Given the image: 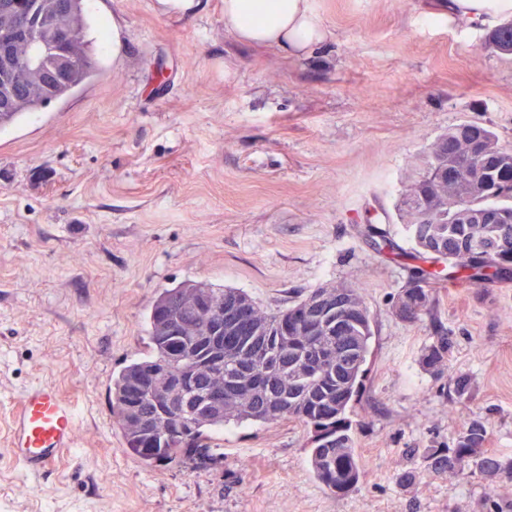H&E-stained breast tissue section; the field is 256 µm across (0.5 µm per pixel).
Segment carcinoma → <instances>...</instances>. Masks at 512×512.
<instances>
[{
	"mask_svg": "<svg viewBox=\"0 0 512 512\" xmlns=\"http://www.w3.org/2000/svg\"><path fill=\"white\" fill-rule=\"evenodd\" d=\"M68 8L66 52L68 65L43 88L31 89L26 65L31 46L40 43V61L47 70L56 68L59 55L39 34L53 22L54 5ZM85 0H0V44L11 48L14 65L0 68V96L9 105L0 108V132L26 115L81 89L100 71L93 53ZM488 43L512 48V20L496 26ZM482 129L494 148L493 165L512 171V148L498 144L496 134L477 123L448 128L438 140L448 141V153L432 144L422 160V173L403 190L398 210L405 229L418 228L411 258L427 263L448 261L466 273L472 283L512 276L483 262H474L475 247L483 244L498 225L478 224L484 210L501 207L512 215V186L499 198L477 194L470 171L456 170L455 187L448 176H439L469 157L474 131ZM441 272L416 267L400 291L395 309L404 321L415 322L432 312L434 297L417 283ZM315 291L285 310L268 313L246 293L235 288H216L207 282H183L163 289L154 300L147 321V354L135 358L112 375L111 411L124 438L125 450L148 462H172L201 448H210L224 425L233 421L297 422L308 434L311 470L316 481L333 495L354 490L363 475L348 413L362 395L368 373L372 320L364 300L349 310L350 333L304 317ZM251 308L250 336L238 342L227 335L224 322L211 316L235 303ZM206 310L194 313V304ZM220 336L216 342L212 337ZM446 336H436L422 354L421 364L435 379L447 380L459 400L471 393L470 378L449 371ZM341 366L338 380L332 371ZM487 428L479 420L467 423L452 448H427L425 468H409L397 480L409 487L424 473H446L465 478L472 473L494 485L512 481V458L488 452Z\"/></svg>",
	"mask_w": 512,
	"mask_h": 512,
	"instance_id": "1",
	"label": "carcinoma"
}]
</instances>
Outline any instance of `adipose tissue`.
Wrapping results in <instances>:
<instances>
[{"mask_svg":"<svg viewBox=\"0 0 512 512\" xmlns=\"http://www.w3.org/2000/svg\"><path fill=\"white\" fill-rule=\"evenodd\" d=\"M512 17V0H448V20L470 25L488 17ZM224 29L246 45H264L301 57L331 32L311 0H224Z\"/></svg>","mask_w":512,"mask_h":512,"instance_id":"obj_1","label":"adipose tissue"}]
</instances>
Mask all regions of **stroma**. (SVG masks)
I'll return each instance as SVG.
<instances>
[{"mask_svg":"<svg viewBox=\"0 0 512 512\" xmlns=\"http://www.w3.org/2000/svg\"><path fill=\"white\" fill-rule=\"evenodd\" d=\"M335 38L294 58L238 44L223 0L186 15L156 0H87L102 71L0 133V512H493L512 484L397 475L482 421L512 457V278L430 281L432 315L395 312L412 260L396 203L448 127L484 124L512 147V56L439 0H311ZM121 48L113 50L112 37ZM394 249L378 250L368 225ZM237 288L268 311L358 289L373 319L350 419L358 487L325 491L293 422L230 424L208 459L127 454L108 404L145 352L155 297L183 281ZM469 375L457 400L426 372L433 337ZM76 404L77 440L34 478L10 458L22 389Z\"/></svg>","mask_w":512,"mask_h":512,"instance_id":"1","label":"stroma"}]
</instances>
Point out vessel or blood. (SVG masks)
I'll list each match as a JSON object with an SVG mask.
<instances>
[{
	"label": "vessel or blood",
	"instance_id": "vessel-or-blood-1",
	"mask_svg": "<svg viewBox=\"0 0 512 512\" xmlns=\"http://www.w3.org/2000/svg\"><path fill=\"white\" fill-rule=\"evenodd\" d=\"M76 428L75 404L55 387L33 383L23 390L9 415V452L28 473L44 474L73 445Z\"/></svg>",
	"mask_w": 512,
	"mask_h": 512
}]
</instances>
